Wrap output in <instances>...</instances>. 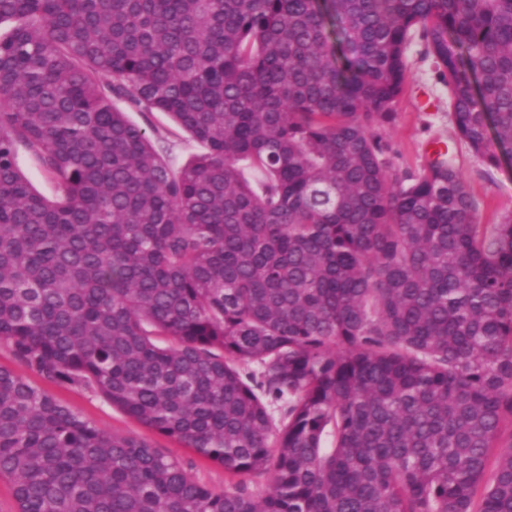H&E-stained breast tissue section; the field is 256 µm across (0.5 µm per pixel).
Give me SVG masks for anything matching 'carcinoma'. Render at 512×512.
Masks as SVG:
<instances>
[{
	"label": "carcinoma",
	"instance_id": "carcinoma-1",
	"mask_svg": "<svg viewBox=\"0 0 512 512\" xmlns=\"http://www.w3.org/2000/svg\"><path fill=\"white\" fill-rule=\"evenodd\" d=\"M0 366L18 512H512V212L380 133L424 43L512 156V0H0ZM164 112L202 146L116 107ZM24 146L52 179L35 192ZM265 478V493L243 478ZM116 106L127 112L130 120L146 128L148 131L157 130L168 135L170 149L167 159L175 168L183 166L193 154L201 152L202 148L200 145L191 140L187 133L177 128L167 114L162 112H137L129 109L122 102H116ZM0 365L12 369L31 383L47 389L63 403L76 408L86 419L98 427L110 433L134 434L146 439L163 454L183 463L189 474L200 483L216 491L224 490V487L227 486L228 478L224 468L218 464L193 449L184 447L176 440L159 436L122 410L113 407L99 395L88 390L43 381L35 372L16 360L8 345L1 342Z\"/></svg>",
	"mask_w": 512,
	"mask_h": 512
}]
</instances>
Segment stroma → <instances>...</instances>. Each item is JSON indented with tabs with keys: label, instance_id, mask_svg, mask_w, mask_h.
<instances>
[{
	"label": "stroma",
	"instance_id": "35a3bbf8",
	"mask_svg": "<svg viewBox=\"0 0 512 512\" xmlns=\"http://www.w3.org/2000/svg\"><path fill=\"white\" fill-rule=\"evenodd\" d=\"M407 59L409 79L393 121L384 127V136L391 148L394 168L417 172L432 158V140H447L452 122L448 110V89L440 82L431 59L424 57L421 42L410 45ZM128 117L147 130L167 135V158L174 167L183 166L201 150L200 145L177 128L165 113L132 110ZM453 159L479 203L481 223H496L503 213L512 211V158L501 159L498 166L489 169L466 146L459 145L454 150ZM48 390L98 427L111 433L134 434L146 439L163 454L183 463L189 474L200 483L217 491L227 486L228 478L221 466L178 441L159 436L99 395L56 384L49 385Z\"/></svg>",
	"mask_w": 512,
	"mask_h": 512
}]
</instances>
